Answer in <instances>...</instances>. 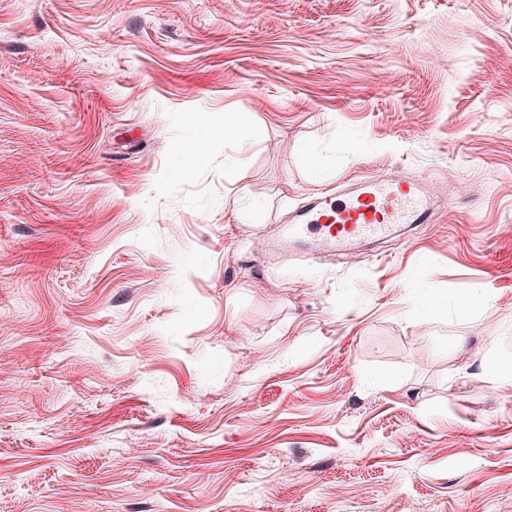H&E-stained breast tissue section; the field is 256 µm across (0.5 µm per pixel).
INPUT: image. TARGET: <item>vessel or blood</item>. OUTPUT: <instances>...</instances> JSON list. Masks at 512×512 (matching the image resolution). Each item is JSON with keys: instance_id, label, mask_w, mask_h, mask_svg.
<instances>
[{"instance_id": "1", "label": "vessel or blood", "mask_w": 512, "mask_h": 512, "mask_svg": "<svg viewBox=\"0 0 512 512\" xmlns=\"http://www.w3.org/2000/svg\"><path fill=\"white\" fill-rule=\"evenodd\" d=\"M448 204L447 181L385 175L312 197L298 206L275 237L257 238L264 252L299 259L352 256L395 227L435 223Z\"/></svg>"}]
</instances>
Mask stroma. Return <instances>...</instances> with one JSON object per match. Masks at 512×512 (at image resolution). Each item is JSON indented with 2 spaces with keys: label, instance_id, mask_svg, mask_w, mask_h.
Masks as SVG:
<instances>
[{
  "label": "stroma",
  "instance_id": "35a3bbf8",
  "mask_svg": "<svg viewBox=\"0 0 512 512\" xmlns=\"http://www.w3.org/2000/svg\"><path fill=\"white\" fill-rule=\"evenodd\" d=\"M395 171L437 223L258 266ZM509 372L512 0H0V512H512Z\"/></svg>",
  "mask_w": 512,
  "mask_h": 512
}]
</instances>
